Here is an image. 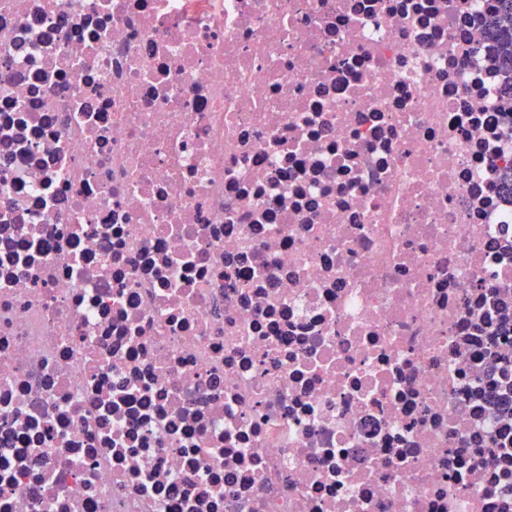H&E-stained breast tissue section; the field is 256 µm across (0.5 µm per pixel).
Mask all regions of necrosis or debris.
<instances>
[{"label":"necrosis or debris","mask_w":512,"mask_h":512,"mask_svg":"<svg viewBox=\"0 0 512 512\" xmlns=\"http://www.w3.org/2000/svg\"><path fill=\"white\" fill-rule=\"evenodd\" d=\"M487 0H0V512H512Z\"/></svg>","instance_id":"obj_1"}]
</instances>
